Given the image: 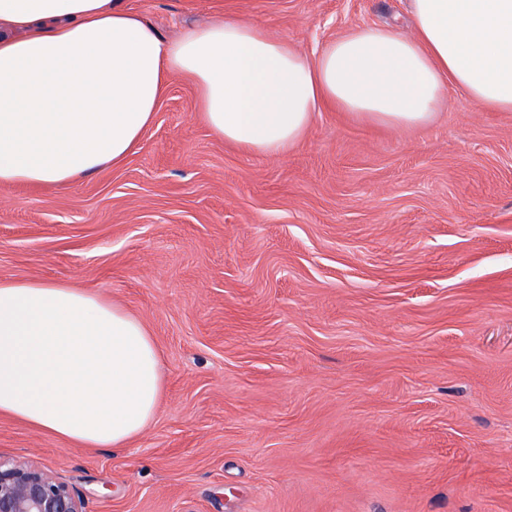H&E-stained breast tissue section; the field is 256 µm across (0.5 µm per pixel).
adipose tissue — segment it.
<instances>
[{
  "mask_svg": "<svg viewBox=\"0 0 512 512\" xmlns=\"http://www.w3.org/2000/svg\"><path fill=\"white\" fill-rule=\"evenodd\" d=\"M411 33L359 26L317 54L224 15L163 41L124 0H0V185H63L124 163L171 76L207 126L280 156L314 113L433 123L449 90L512 112V0H411ZM159 348L123 304L63 282L0 280V415L78 448L153 421Z\"/></svg>",
  "mask_w": 512,
  "mask_h": 512,
  "instance_id": "adipose-tissue-1",
  "label": "adipose tissue"
}]
</instances>
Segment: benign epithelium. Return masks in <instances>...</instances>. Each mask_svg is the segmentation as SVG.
Returning a JSON list of instances; mask_svg holds the SVG:
<instances>
[{
	"label": "benign epithelium",
	"instance_id": "benign-epithelium-1",
	"mask_svg": "<svg viewBox=\"0 0 512 512\" xmlns=\"http://www.w3.org/2000/svg\"><path fill=\"white\" fill-rule=\"evenodd\" d=\"M0 512H84V499L35 461L0 459Z\"/></svg>",
	"mask_w": 512,
	"mask_h": 512
}]
</instances>
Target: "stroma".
<instances>
[{
	"instance_id": "1",
	"label": "stroma",
	"mask_w": 512,
	"mask_h": 512,
	"mask_svg": "<svg viewBox=\"0 0 512 512\" xmlns=\"http://www.w3.org/2000/svg\"><path fill=\"white\" fill-rule=\"evenodd\" d=\"M163 39L234 13L304 52L409 0H127ZM0 278L127 307L165 396L123 448L0 416L85 512H512V112L461 92L431 125L318 112L280 157L237 150L172 77L135 152L0 186Z\"/></svg>"
}]
</instances>
